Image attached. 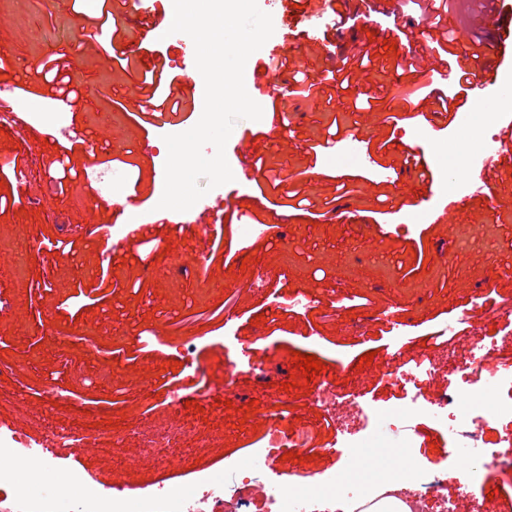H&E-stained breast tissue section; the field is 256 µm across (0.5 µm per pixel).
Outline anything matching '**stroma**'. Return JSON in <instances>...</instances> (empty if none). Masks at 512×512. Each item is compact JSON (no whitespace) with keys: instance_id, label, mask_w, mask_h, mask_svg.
<instances>
[{"instance_id":"1","label":"stroma","mask_w":512,"mask_h":512,"mask_svg":"<svg viewBox=\"0 0 512 512\" xmlns=\"http://www.w3.org/2000/svg\"><path fill=\"white\" fill-rule=\"evenodd\" d=\"M293 2L292 12L274 16L265 49L246 62L245 87L263 115L236 122L225 149L235 179L211 191L220 200L223 228L235 226L240 205L271 227L267 238L228 263L212 256L216 231L199 224V212L157 207L168 154L164 137L192 128L204 105L203 84L183 65L187 47L138 25L119 0L107 4L115 19L111 28L99 24L98 0H0V86L11 90V109L54 111L41 65L59 56L80 88L66 122L86 136L71 163L81 171L110 160L104 175L131 198L135 211L134 221L114 220L111 195L81 175L50 205L29 204V193L57 176L61 133L40 121L27 141L0 133V197L7 199L0 204V256L6 259L0 302L8 306L0 313V364L14 368L12 375L0 376V428L19 430L33 441L52 424L87 430L105 414L121 439L108 453L57 449L61 469H77L99 485L126 484L131 494L171 482L173 469L142 455L141 440L129 429L133 418L154 429L177 419L195 436L183 473L195 476L245 462L246 445L264 431L262 415L273 396L286 403L290 427L331 440L322 412L308 399L313 382L331 381L338 394H360L376 407L402 405L407 390L381 377L391 354L407 362L430 357L444 372L449 359L469 353L472 336L460 333L444 348L420 337L463 309L482 315L494 366L512 367V335H506L501 318L503 305L512 304V167L490 175L499 204L471 197L454 223H435L455 197L441 183L440 170L454 166L473 141L457 121L435 117L432 99L415 106L403 100L412 86L433 81L425 71H409L417 55H436L429 37L450 29L464 41L459 56L486 52L485 0H447L449 10L440 17L432 0H400L391 13L370 11L372 0H348L341 21L316 42L305 32L324 0ZM90 27L97 33L94 50L83 45ZM390 41L396 50L387 49ZM355 43L370 55L368 66L350 61ZM275 47L288 66L260 80L265 51ZM154 50L161 51L177 83L192 84L196 109L151 126L141 121L137 102L144 94V61ZM123 57L129 68L121 67ZM338 66L350 77L348 87L328 77ZM298 71L312 84L308 96L272 93L270 82L291 81ZM18 84L28 95L15 93ZM361 93L373 97L372 108L355 109ZM276 105L286 111L277 128L271 125ZM334 122L340 138L356 136V149L373 158L370 167L342 153L328 161L317 152ZM406 145L428 161L427 176L406 164ZM248 146L258 148L262 169L240 167V150ZM290 190L308 198L305 210H282ZM55 212L70 225L63 234L73 243L72 253L55 248L62 234L51 218ZM90 219L98 232H77ZM112 223L125 234L144 225L150 234L134 246L110 247L104 228ZM201 255L208 258L205 266L186 275L170 273L178 258ZM96 283L108 295L105 302L85 306L75 317L62 309V302ZM233 289L239 292L236 317L227 322L214 311ZM295 291L311 298L314 310L289 309ZM376 303L407 312V340L393 341L383 317L371 312ZM169 316L189 320L190 334L199 338L195 366L181 376L183 385H204L207 394L187 408L168 403L159 388L164 368L178 359L173 349L139 353L119 368L107 367L111 352L137 350L140 336ZM228 336L252 348L253 361L269 372L265 379L252 371L239 374L229 400L222 393ZM361 351L373 353L370 365L359 366ZM298 352L317 357L323 372L306 380L295 363ZM51 379L65 396L57 405L42 395ZM409 433L422 460L451 471L450 441L441 426L418 417Z\"/></svg>"}]
</instances>
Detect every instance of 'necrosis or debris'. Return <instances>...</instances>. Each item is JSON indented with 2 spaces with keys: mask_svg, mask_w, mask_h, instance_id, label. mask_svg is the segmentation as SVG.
I'll list each match as a JSON object with an SVG mask.
<instances>
[{
  "mask_svg": "<svg viewBox=\"0 0 512 512\" xmlns=\"http://www.w3.org/2000/svg\"><path fill=\"white\" fill-rule=\"evenodd\" d=\"M502 120L498 112L469 113L466 122L473 130L476 146L459 159L460 168L470 177L455 181L458 194L468 196L478 191V177L502 149L496 133ZM462 330L473 337V346L468 355L455 360L450 369L454 380L443 391L432 389L440 373L430 358L408 363L394 357L386 366L385 378L412 391L410 400L401 407L368 408L358 396H339L328 382L318 383L309 395L330 427H337L340 409L356 411L359 427L341 445L349 452L352 468L360 473L373 469V449L392 447L393 433L404 429L410 418L426 412L442 426L451 441L452 455L466 464L465 481L456 497H447L442 492V470L423 463L414 450L413 439H405L402 462L409 488L405 502L410 512H432L438 503L445 505L447 512H485L483 498L471 490L472 482H487L500 472L512 471V433L504 446L491 448L482 431L486 416L512 422V373L485 378L492 350L483 336L480 315L463 311L443 326L440 335L448 339ZM264 418L261 450L236 467L232 480H225L223 471L215 470L190 483L154 488L135 498L96 485L80 471L58 472L44 445L33 444L20 432L0 430V450L10 456L22 450L39 463L32 475L0 466V487L13 483L25 487L24 492L14 495L0 494V512H244L251 496L262 500L267 512H326L335 503L358 504L385 489L382 480L340 485L330 478L286 486L268 479V472L275 470L282 455H306L317 451L318 446L311 431L281 429L279 401L270 403Z\"/></svg>",
  "mask_w": 512,
  "mask_h": 512,
  "instance_id": "necrosis-or-debris-1",
  "label": "necrosis or debris"
}]
</instances>
